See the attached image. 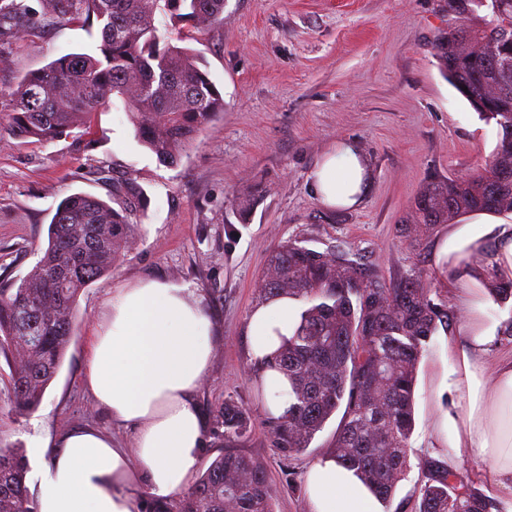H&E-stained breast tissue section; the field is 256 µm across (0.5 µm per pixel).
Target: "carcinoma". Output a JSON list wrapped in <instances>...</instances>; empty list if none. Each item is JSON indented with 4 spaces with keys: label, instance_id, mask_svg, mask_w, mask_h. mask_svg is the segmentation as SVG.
Returning <instances> with one entry per match:
<instances>
[{
    "label": "carcinoma",
    "instance_id": "obj_1",
    "mask_svg": "<svg viewBox=\"0 0 512 512\" xmlns=\"http://www.w3.org/2000/svg\"><path fill=\"white\" fill-rule=\"evenodd\" d=\"M499 11L467 0L436 39L440 68L473 108L497 127L498 143L486 167L465 179L430 182L414 202L409 233H426L468 211L512 212V0ZM0 0V41L24 25L83 20L100 41L91 51L64 54L0 86V112L10 132L38 141L90 128L98 109L121 99L138 139L163 164L224 112V99L192 49L159 33L156 13L173 25L207 36L224 22V0ZM115 209L76 193L58 205L43 255L18 282H0V355L10 368L15 412L37 408L63 363L78 319V297L112 272L139 225L130 220L142 192L123 187ZM262 298L288 295L306 304L300 325L266 367L288 379V412L269 416L276 450L288 461L309 448L344 408L331 448L336 462L355 470L383 503L418 459L413 512H500L499 503L448 467V457L410 446L419 361L432 336L448 330V312L430 298L415 272L385 284L343 250H317L288 240L272 252L259 283ZM489 293L512 299V279H496ZM224 451L175 500L155 501L150 512H274L277 488L265 467L240 450L251 433L249 413L226 400L217 415ZM29 462L18 448H0V512H38L27 484Z\"/></svg>",
    "mask_w": 512,
    "mask_h": 512
}]
</instances>
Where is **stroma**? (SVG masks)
<instances>
[{
  "label": "stroma",
  "mask_w": 512,
  "mask_h": 512,
  "mask_svg": "<svg viewBox=\"0 0 512 512\" xmlns=\"http://www.w3.org/2000/svg\"><path fill=\"white\" fill-rule=\"evenodd\" d=\"M447 30L448 0H225L223 26L192 44L224 97V113L174 166L139 144L117 99L98 110L91 143L80 151L70 137L14 138L0 112V281L33 268L66 196L84 192L116 207L125 181L143 192L131 214L140 233L110 275L80 295L63 365L37 409L15 413L6 388L10 368L0 357V448L24 450L31 491L49 459L35 450L37 436L90 425L133 447L132 430L94 404L83 376L92 328L111 289L157 279L200 289L214 325L213 358L196 394L206 436L200 468L224 443L216 412L233 399L251 416L242 449L276 485V512H309L304 472L330 447L339 420L331 418L294 464L280 458L250 381L245 334L268 256L288 239L348 251L388 284L426 274L432 299L452 324L433 336L419 362L411 445L440 456L429 445L430 422L449 405L448 341L460 333L463 316L432 261L445 225L414 241L402 227L428 182L477 171L497 143L495 125L439 71L433 44ZM97 41V28L80 21L23 28L0 48V84ZM339 138L354 140L371 170L365 198L351 210L322 206L312 187L316 164ZM245 197L253 206L242 220L237 208ZM454 460L466 481L512 512V498L499 497L486 463L464 450Z\"/></svg>",
  "instance_id": "stroma-1"
}]
</instances>
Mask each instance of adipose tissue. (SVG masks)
Returning a JSON list of instances; mask_svg holds the SVG:
<instances>
[{
	"label": "adipose tissue",
	"mask_w": 512,
	"mask_h": 512,
	"mask_svg": "<svg viewBox=\"0 0 512 512\" xmlns=\"http://www.w3.org/2000/svg\"><path fill=\"white\" fill-rule=\"evenodd\" d=\"M366 162L352 140L336 141L313 173L321 204L352 209L368 185ZM435 269L463 309L461 341L449 342L451 411L433 419L436 444L470 451L489 464L503 494L512 497V353L493 356L494 326L485 319L486 268L512 278V224H452L440 238ZM303 304L285 295L258 303L245 334L261 369L265 407L288 409V381L266 363L291 336ZM95 326L85 384L94 402L135 433V449L117 447L96 428L41 438L51 463L40 476L39 512H141L145 496L168 501L195 481L204 426L194 394L214 349L213 325L198 289L139 280L115 289ZM310 512H383L380 500L353 470L328 455L304 474Z\"/></svg>",
	"instance_id": "adipose-tissue-1"
}]
</instances>
